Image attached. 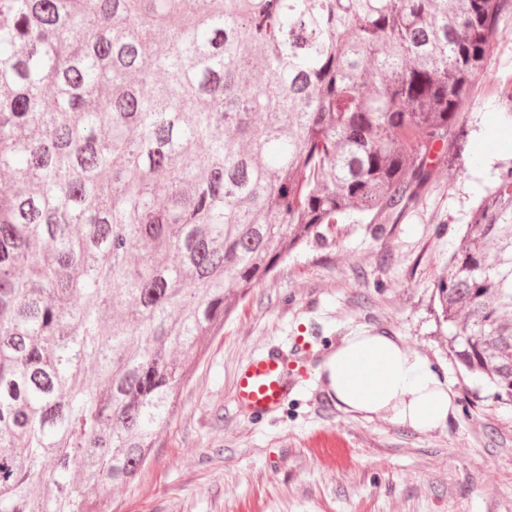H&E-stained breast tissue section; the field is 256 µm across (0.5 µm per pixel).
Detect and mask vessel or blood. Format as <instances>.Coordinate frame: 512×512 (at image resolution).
Segmentation results:
<instances>
[{"label":"vessel or blood","instance_id":"1","mask_svg":"<svg viewBox=\"0 0 512 512\" xmlns=\"http://www.w3.org/2000/svg\"><path fill=\"white\" fill-rule=\"evenodd\" d=\"M291 363V357L276 349L251 356L237 373L238 410L254 417L275 413L296 385Z\"/></svg>","mask_w":512,"mask_h":512}]
</instances>
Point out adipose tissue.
Returning <instances> with one entry per match:
<instances>
[{
  "mask_svg": "<svg viewBox=\"0 0 512 512\" xmlns=\"http://www.w3.org/2000/svg\"><path fill=\"white\" fill-rule=\"evenodd\" d=\"M321 371L337 406L356 417L429 432L446 426L454 410L446 379L397 336L360 330L326 355Z\"/></svg>",
  "mask_w": 512,
  "mask_h": 512,
  "instance_id": "1",
  "label": "adipose tissue"
}]
</instances>
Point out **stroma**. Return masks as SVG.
<instances>
[{
    "instance_id": "stroma-1",
    "label": "stroma",
    "mask_w": 512,
    "mask_h": 512,
    "mask_svg": "<svg viewBox=\"0 0 512 512\" xmlns=\"http://www.w3.org/2000/svg\"><path fill=\"white\" fill-rule=\"evenodd\" d=\"M488 74L431 174L402 210L369 213L303 244L257 285L211 337L180 405L118 512H512V409L480 398L448 348L432 290L482 200L512 171V143L484 177L481 127L512 134V12ZM374 328L428 358L456 395L445 428L416 432L339 410L318 377L324 354ZM306 345L298 384L271 419L238 413L239 368L269 347ZM342 456H335V449Z\"/></svg>"
}]
</instances>
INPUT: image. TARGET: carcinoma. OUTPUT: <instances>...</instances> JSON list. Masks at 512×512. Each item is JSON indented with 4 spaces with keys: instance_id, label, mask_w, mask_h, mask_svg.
Listing matches in <instances>:
<instances>
[{
    "instance_id": "obj_1",
    "label": "carcinoma",
    "mask_w": 512,
    "mask_h": 512,
    "mask_svg": "<svg viewBox=\"0 0 512 512\" xmlns=\"http://www.w3.org/2000/svg\"><path fill=\"white\" fill-rule=\"evenodd\" d=\"M512 0H0V512H113L206 339L402 210ZM512 407V172L435 284Z\"/></svg>"
}]
</instances>
